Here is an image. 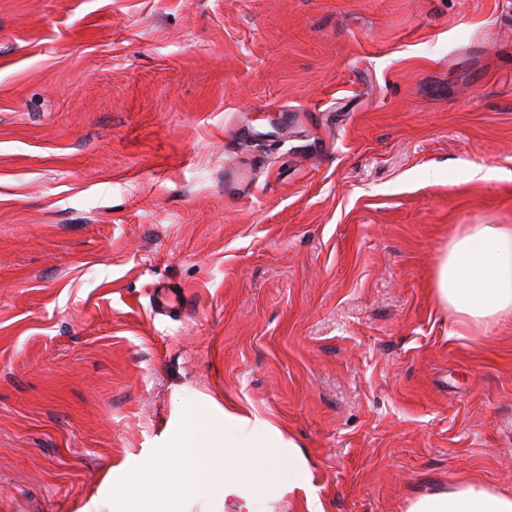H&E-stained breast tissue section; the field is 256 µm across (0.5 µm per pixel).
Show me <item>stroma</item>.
<instances>
[{"mask_svg": "<svg viewBox=\"0 0 512 512\" xmlns=\"http://www.w3.org/2000/svg\"><path fill=\"white\" fill-rule=\"evenodd\" d=\"M466 224L512 225V0H0V512L213 401L307 461L268 512L512 494V316L434 292Z\"/></svg>", "mask_w": 512, "mask_h": 512, "instance_id": "35a3bbf8", "label": "stroma"}]
</instances>
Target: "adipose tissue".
Wrapping results in <instances>:
<instances>
[{"instance_id": "ef3b65f1", "label": "adipose tissue", "mask_w": 512, "mask_h": 512, "mask_svg": "<svg viewBox=\"0 0 512 512\" xmlns=\"http://www.w3.org/2000/svg\"><path fill=\"white\" fill-rule=\"evenodd\" d=\"M435 294L466 326L512 314V226L469 224L456 233L436 267ZM407 512H512V495L467 481L416 497Z\"/></svg>"}]
</instances>
